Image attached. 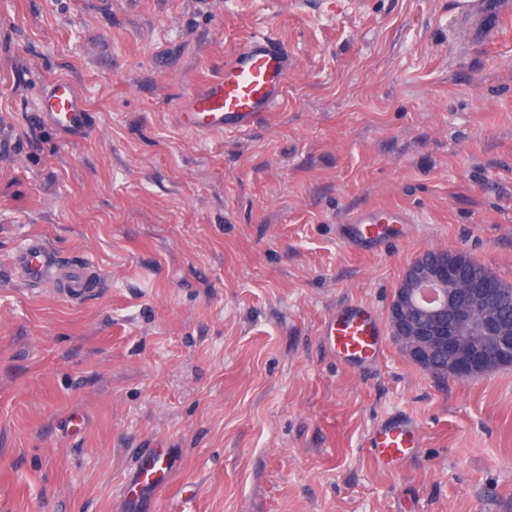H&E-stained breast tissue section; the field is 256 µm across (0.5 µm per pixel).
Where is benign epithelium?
Segmentation results:
<instances>
[{
	"label": "benign epithelium",
	"instance_id": "7a95c632",
	"mask_svg": "<svg viewBox=\"0 0 512 512\" xmlns=\"http://www.w3.org/2000/svg\"><path fill=\"white\" fill-rule=\"evenodd\" d=\"M461 251L432 250L405 270L389 309L399 349L423 369L436 355L457 380H473L512 365V327L498 314L503 285L467 272Z\"/></svg>",
	"mask_w": 512,
	"mask_h": 512
}]
</instances>
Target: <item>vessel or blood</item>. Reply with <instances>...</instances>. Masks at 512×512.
Instances as JSON below:
<instances>
[{"mask_svg":"<svg viewBox=\"0 0 512 512\" xmlns=\"http://www.w3.org/2000/svg\"><path fill=\"white\" fill-rule=\"evenodd\" d=\"M291 66L287 46L275 35H253L225 62L222 76L206 82L187 99L180 114L183 126L198 135L247 131L280 101ZM39 110L43 122L62 138L82 137L90 127L84 99L71 80L60 78L43 86ZM413 221L412 214L404 208H360L342 217L339 234L354 250H373L386 242L403 239ZM13 265L19 278L32 288L57 280L63 268L69 273L70 295L87 296L98 287L95 266L88 262L61 266L59 255L38 237L29 239L15 256ZM322 334L336 358L347 365L375 361L384 347L379 314L373 306L363 303H351L329 313ZM420 441L417 422L399 416L377 424L367 446L377 463L397 467L411 457ZM168 466L165 454L151 449L135 470L132 486L151 485Z\"/></svg>","mask_w":512,"mask_h":512,"instance_id":"1","label":"vessel or blood"}]
</instances>
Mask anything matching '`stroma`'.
Listing matches in <instances>:
<instances>
[{
	"label": "stroma",
	"mask_w": 512,
	"mask_h": 512,
	"mask_svg": "<svg viewBox=\"0 0 512 512\" xmlns=\"http://www.w3.org/2000/svg\"><path fill=\"white\" fill-rule=\"evenodd\" d=\"M473 34L456 0H0V512H512V365L440 381L386 338L360 367L320 333L387 318L410 262L460 250L512 282V0ZM292 69L244 133L178 122L257 31ZM73 80L65 140L37 94ZM416 217L352 252L338 220ZM93 263L76 300L12 275L24 239ZM403 413L398 471L365 439ZM172 469L125 496L144 449ZM39 110L43 122L64 139L82 137L90 128L84 99L69 79H56L42 87Z\"/></svg>",
	"instance_id": "obj_1"
}]
</instances>
